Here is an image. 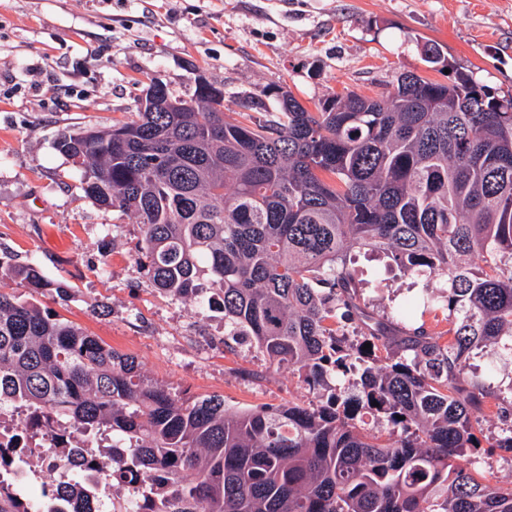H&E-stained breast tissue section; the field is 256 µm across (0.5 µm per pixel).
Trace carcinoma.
Here are the masks:
<instances>
[{
    "mask_svg": "<svg viewBox=\"0 0 512 512\" xmlns=\"http://www.w3.org/2000/svg\"><path fill=\"white\" fill-rule=\"evenodd\" d=\"M427 51L449 82L409 71L386 96L333 94L314 112L283 92L273 112L239 102L240 121L224 99L176 97L154 76L175 106L60 136L86 196L140 224L154 288L209 295L225 347L247 342L313 390L348 386L308 406L182 399L135 357L0 290V408L22 409L16 426L41 432L59 465L87 433L112 441L84 459L104 481L56 484L46 512H101L100 491L131 482L137 498L113 512H512V484L463 461L481 447L475 415L503 423L489 447L512 451V399L466 376L478 354L512 351V94ZM354 247L446 276L416 303L448 312V329L367 311ZM17 278L46 287L36 267L0 261V283ZM368 416L388 440L362 431ZM25 452L0 447V512H32L3 478Z\"/></svg>",
    "mask_w": 512,
    "mask_h": 512,
    "instance_id": "carcinoma-1",
    "label": "carcinoma"
}]
</instances>
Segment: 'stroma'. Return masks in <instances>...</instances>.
Listing matches in <instances>:
<instances>
[{
	"label": "stroma",
	"mask_w": 512,
	"mask_h": 512,
	"mask_svg": "<svg viewBox=\"0 0 512 512\" xmlns=\"http://www.w3.org/2000/svg\"><path fill=\"white\" fill-rule=\"evenodd\" d=\"M498 93H512V0H0V260L36 265L47 286L6 290L137 358L145 376L184 399L223 396L233 410L309 404L297 373L249 345H224V318L198 298L152 287L133 247V215L103 208L55 146L64 133L135 118L158 75L189 97L198 75L224 103L274 107L280 91L305 107L333 93H386L403 72L444 82L423 48ZM360 253L361 299L377 316L439 281L404 276ZM490 483L512 482V453L470 451Z\"/></svg>",
	"instance_id": "stroma-1"
}]
</instances>
